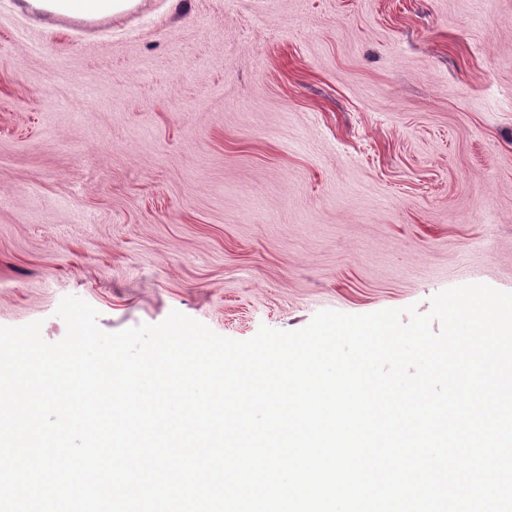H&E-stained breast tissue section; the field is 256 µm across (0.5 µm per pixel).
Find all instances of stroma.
<instances>
[{
  "label": "stroma",
  "mask_w": 512,
  "mask_h": 512,
  "mask_svg": "<svg viewBox=\"0 0 512 512\" xmlns=\"http://www.w3.org/2000/svg\"><path fill=\"white\" fill-rule=\"evenodd\" d=\"M0 0V326L235 340L512 292V0ZM43 1L44 7L55 15L96 19L126 12L140 0H29Z\"/></svg>",
  "instance_id": "obj_1"
}]
</instances>
